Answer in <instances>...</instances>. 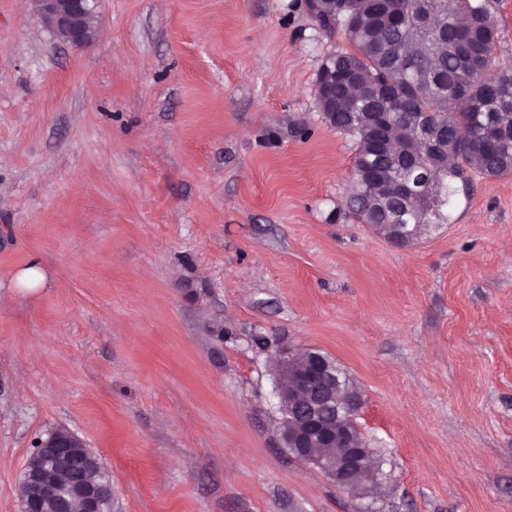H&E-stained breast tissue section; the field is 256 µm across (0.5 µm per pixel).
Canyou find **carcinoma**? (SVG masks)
<instances>
[{"instance_id": "cac0c4a2", "label": "carcinoma", "mask_w": 512, "mask_h": 512, "mask_svg": "<svg viewBox=\"0 0 512 512\" xmlns=\"http://www.w3.org/2000/svg\"><path fill=\"white\" fill-rule=\"evenodd\" d=\"M349 48L325 60L352 67L360 83L326 117L357 138L349 213L402 244L429 224L448 222V206L468 174L512 173V68L493 69L498 24L490 0H328ZM451 152L457 164L442 161ZM418 160L434 170L422 192L397 193ZM376 172L372 183L360 171Z\"/></svg>"}]
</instances>
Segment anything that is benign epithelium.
Returning <instances> with one entry per match:
<instances>
[{"mask_svg": "<svg viewBox=\"0 0 512 512\" xmlns=\"http://www.w3.org/2000/svg\"><path fill=\"white\" fill-rule=\"evenodd\" d=\"M46 29L56 38L75 47L90 43L95 35L97 13L95 0H36ZM280 383L277 384L279 409L286 410L280 430L282 447L294 449L293 456L321 468L336 485L348 490L357 485H376L379 472L369 463L365 449L357 447L335 420L321 424L316 407L331 399L326 358L291 345L278 351ZM38 447L52 449V457L40 467L25 468L19 482L23 512H45L48 503L54 512H99L101 500L112 497V486L95 480L55 482L47 469L67 474L74 460L95 468L99 459L85 441L66 427L58 426L38 438Z\"/></svg>", "mask_w": 512, "mask_h": 512, "instance_id": "7a95c632", "label": "benign epithelium"}]
</instances>
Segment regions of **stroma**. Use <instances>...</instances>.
<instances>
[{
  "label": "stroma",
  "mask_w": 512,
  "mask_h": 512,
  "mask_svg": "<svg viewBox=\"0 0 512 512\" xmlns=\"http://www.w3.org/2000/svg\"><path fill=\"white\" fill-rule=\"evenodd\" d=\"M96 12L75 48L0 0V512L59 425L113 512H512V175L388 243L346 213L316 95L346 44L307 0ZM281 344L353 380L381 487L279 447Z\"/></svg>",
  "instance_id": "35a3bbf8"
}]
</instances>
